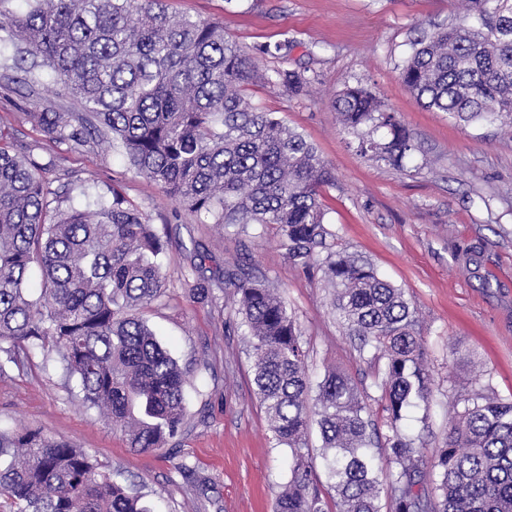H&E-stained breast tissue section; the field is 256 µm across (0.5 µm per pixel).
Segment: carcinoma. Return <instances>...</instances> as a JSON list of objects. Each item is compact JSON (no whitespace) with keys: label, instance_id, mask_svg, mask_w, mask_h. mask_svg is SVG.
Segmentation results:
<instances>
[{"label":"carcinoma","instance_id":"cac0c4a2","mask_svg":"<svg viewBox=\"0 0 512 512\" xmlns=\"http://www.w3.org/2000/svg\"><path fill=\"white\" fill-rule=\"evenodd\" d=\"M26 2L20 16L0 13V30L82 110L28 113L44 136L78 150L112 140L178 211L214 224L276 225L289 258L333 288L349 335L384 361L379 457L359 389L336 371L311 386L295 320L272 289L243 271L193 285L200 301L232 289L248 326L255 394L292 460L274 512H329L330 501L336 512H381L384 495L392 512H512V400L476 394L428 461L402 431L405 410L431 393L416 309L370 263L328 247L319 196L334 175L301 133L243 93L257 75L254 58L217 22L171 16L163 0ZM462 2V21L415 41L402 81L427 109L511 128L512 0ZM313 82L306 69L275 71L274 83L293 95ZM334 109L360 152L399 167L413 151L370 90L345 89ZM45 171L0 127V374L51 350L83 402L128 428L130 447L161 448L183 430L186 372L140 310L164 293L168 231L115 187L109 199L83 185L86 208L65 206L70 196L53 192ZM34 266L36 299L27 284ZM313 415L324 491L305 443ZM0 459V512H151L95 472L82 449L38 429L0 431Z\"/></svg>","mask_w":512,"mask_h":512}]
</instances>
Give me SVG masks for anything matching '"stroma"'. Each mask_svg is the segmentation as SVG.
<instances>
[{"instance_id":"obj_1","label":"stroma","mask_w":512,"mask_h":512,"mask_svg":"<svg viewBox=\"0 0 512 512\" xmlns=\"http://www.w3.org/2000/svg\"><path fill=\"white\" fill-rule=\"evenodd\" d=\"M169 14L219 22L224 35L252 48L290 39L288 56H262L245 92L302 133L335 181L322 202L333 249L370 261L416 308L431 396L401 422L427 448L475 393L512 399V134L498 124H465L423 109L400 72L422 29L457 22L459 0H165ZM13 46L0 41V125L16 145L47 165L52 190L85 184L91 193L120 187L156 226H169L163 295L141 315L187 369L186 425L164 447L134 451L123 428L86 408L55 353L32 355L0 377V428L38 429L89 455L97 472L139 489L157 512H273L288 481L289 452L274 447L253 385L250 335L236 305L215 292L198 302L185 283L194 253L205 277L244 269L274 288L292 314L312 383L336 370L360 390L379 432L382 364L360 350L337 320L333 290L318 270L288 257L277 226L241 228L176 213L173 201L136 176L118 146L105 141L76 152L51 142L28 115L76 111L59 83L39 68L18 75ZM308 68L315 81L294 96L275 71ZM362 86L396 114L415 150L397 169L361 154L333 107L345 88ZM191 471L180 474L177 463Z\"/></svg>"}]
</instances>
